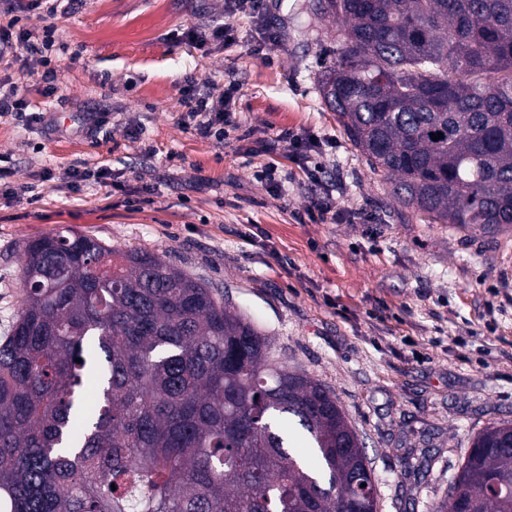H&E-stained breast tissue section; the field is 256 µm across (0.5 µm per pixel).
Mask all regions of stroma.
I'll list each match as a JSON object with an SVG mask.
<instances>
[{
  "label": "stroma",
  "instance_id": "1",
  "mask_svg": "<svg viewBox=\"0 0 512 512\" xmlns=\"http://www.w3.org/2000/svg\"><path fill=\"white\" fill-rule=\"evenodd\" d=\"M304 2L266 0L278 42L264 57L244 17L231 45L174 40L223 18L225 0H82L54 20L55 95L34 57L6 70L32 111L95 105L109 122L89 137L0 119V169L26 189L0 195V333L20 305L28 240L72 228L154 253L214 286L288 367L336 395L372 462L377 512H430L472 439L512 424V227L427 224L395 200L319 93L340 36ZM190 76L228 98L224 140L181 124ZM287 130L320 142L318 182L283 156L280 188L256 177L249 148ZM76 163L108 168L112 193L73 188ZM317 200L336 223L309 221Z\"/></svg>",
  "mask_w": 512,
  "mask_h": 512
}]
</instances>
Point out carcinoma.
Listing matches in <instances>:
<instances>
[{"label":"carcinoma","instance_id":"cac0c4a2","mask_svg":"<svg viewBox=\"0 0 512 512\" xmlns=\"http://www.w3.org/2000/svg\"><path fill=\"white\" fill-rule=\"evenodd\" d=\"M304 7L340 26L319 90L397 200L427 224L511 227L512 0ZM24 255L0 337V512H377L336 397L208 283L69 229ZM467 506L512 512V425L478 433L432 512Z\"/></svg>","mask_w":512,"mask_h":512}]
</instances>
